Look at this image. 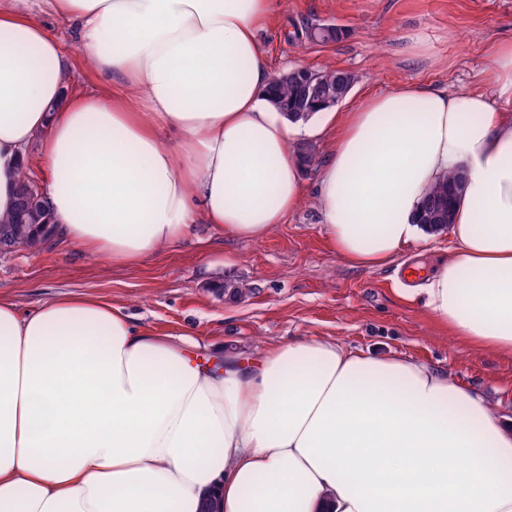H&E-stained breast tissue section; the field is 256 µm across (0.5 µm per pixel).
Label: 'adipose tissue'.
<instances>
[{"mask_svg": "<svg viewBox=\"0 0 512 512\" xmlns=\"http://www.w3.org/2000/svg\"><path fill=\"white\" fill-rule=\"evenodd\" d=\"M277 0H0V220L27 149L55 234L126 266L198 217L264 237L306 186L257 32ZM78 29L99 93L66 92ZM476 91L401 85L344 113L317 172L347 261L431 234L426 191L464 175L453 253L422 288L454 336L512 356V39ZM179 134L164 143L162 131ZM512 512V421L447 375L310 336L258 357L138 325L86 295L0 292V512Z\"/></svg>", "mask_w": 512, "mask_h": 512, "instance_id": "adipose-tissue-1", "label": "adipose tissue"}]
</instances>
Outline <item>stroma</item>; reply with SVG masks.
I'll list each match as a JSON object with an SVG mask.
<instances>
[{
  "instance_id": "stroma-1",
  "label": "stroma",
  "mask_w": 512,
  "mask_h": 512,
  "mask_svg": "<svg viewBox=\"0 0 512 512\" xmlns=\"http://www.w3.org/2000/svg\"><path fill=\"white\" fill-rule=\"evenodd\" d=\"M316 23L342 25L347 35L310 42L305 28ZM54 30L74 58L69 92L97 91L74 29L58 22ZM258 39L272 73L328 64L352 72L354 85L337 106L346 112L402 84L477 88L496 44L512 39V0H281ZM452 247L442 234L414 244L403 264L353 265L332 247L308 194L263 238H236L200 219L187 238L130 266L63 239L37 251L17 247L0 253V291L24 311L62 293L98 296L148 329L209 337L247 355L327 336L424 363L512 417V357L452 336L418 294L422 279L405 274L418 264L432 271ZM217 282L242 288V296L219 294Z\"/></svg>"
}]
</instances>
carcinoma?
Returning a JSON list of instances; mask_svg holds the SVG:
<instances>
[{
    "label": "carcinoma",
    "instance_id": "carcinoma-1",
    "mask_svg": "<svg viewBox=\"0 0 512 512\" xmlns=\"http://www.w3.org/2000/svg\"><path fill=\"white\" fill-rule=\"evenodd\" d=\"M345 36V28L339 25L310 27L306 32L307 39L315 38L323 42H337ZM312 80L321 88L336 89V102L339 103L353 86L354 75L331 66L308 73L301 72L297 77L286 80L276 75L272 77L270 94L275 96L281 106L290 109L310 100L306 83ZM462 186L463 177L459 173L452 174L434 185L422 201L421 223L428 225L434 232L447 231L448 224L452 221L454 200ZM38 225L42 227V232L34 237L31 230ZM54 226L55 222L43 200L35 194L30 175L24 174L20 179L14 212L0 222V251L8 252L19 245L38 249L54 237Z\"/></svg>",
    "mask_w": 512,
    "mask_h": 512
}]
</instances>
